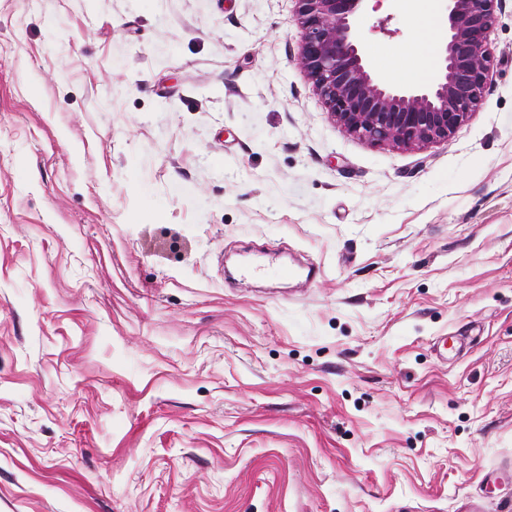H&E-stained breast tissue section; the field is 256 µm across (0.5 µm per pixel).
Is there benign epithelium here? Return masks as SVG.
<instances>
[{"instance_id":"7a95c632","label":"benign epithelium","mask_w":512,"mask_h":512,"mask_svg":"<svg viewBox=\"0 0 512 512\" xmlns=\"http://www.w3.org/2000/svg\"><path fill=\"white\" fill-rule=\"evenodd\" d=\"M299 65L349 135L370 144L444 143L480 108L491 66L499 0H443L447 17L438 77L395 87L374 70L363 43L368 0H296Z\"/></svg>"}]
</instances>
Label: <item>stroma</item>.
Segmentation results:
<instances>
[{
	"mask_svg": "<svg viewBox=\"0 0 512 512\" xmlns=\"http://www.w3.org/2000/svg\"><path fill=\"white\" fill-rule=\"evenodd\" d=\"M497 16L479 111L404 149L331 119L296 0H0V512H512Z\"/></svg>",
	"mask_w": 512,
	"mask_h": 512,
	"instance_id": "35a3bbf8",
	"label": "stroma"
}]
</instances>
